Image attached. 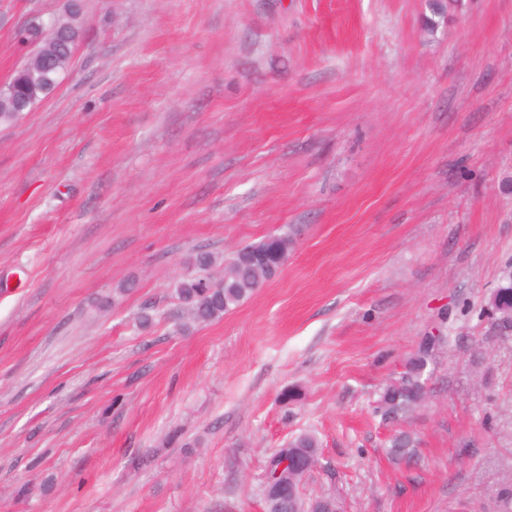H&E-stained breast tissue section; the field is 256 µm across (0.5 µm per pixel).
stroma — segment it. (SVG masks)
<instances>
[{
    "label": "stroma",
    "instance_id": "1",
    "mask_svg": "<svg viewBox=\"0 0 512 512\" xmlns=\"http://www.w3.org/2000/svg\"><path fill=\"white\" fill-rule=\"evenodd\" d=\"M67 2L0 0V83L15 29ZM81 9L59 87L0 125V512H263L266 459L303 430V496L501 512L512 332L486 302L512 267V0ZM289 228L253 297L176 331L191 254ZM431 335L424 402L383 420Z\"/></svg>",
    "mask_w": 512,
    "mask_h": 512
}]
</instances>
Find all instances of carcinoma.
Instances as JSON below:
<instances>
[{
  "label": "carcinoma",
  "instance_id": "carcinoma-1",
  "mask_svg": "<svg viewBox=\"0 0 512 512\" xmlns=\"http://www.w3.org/2000/svg\"><path fill=\"white\" fill-rule=\"evenodd\" d=\"M81 8L77 0H70L66 11L56 17L58 35L47 46L49 60L43 72L25 64L17 67L9 80L0 85V124H12L19 119L9 101L12 92L24 87L30 107H35L51 95L59 86L63 74L69 69L74 49L83 36L80 19ZM294 232L272 235L257 244L243 246L224 260V273L213 275L219 265L218 257L209 251H199L189 258L187 271L172 285V295L185 310V316L177 324V330L186 332L194 325L206 324L224 317L227 312L247 302L264 281L273 277L288 258ZM267 257L264 274L256 272L252 256ZM492 317L512 326V271L503 275L501 282L488 303ZM438 347L424 344L418 347L406 364V371L395 381L382 388L377 409L383 416L391 412L406 414L423 401L425 384L424 369ZM320 442L313 432H302L288 444L273 453L267 463L264 501L265 512H327L324 497L306 498L301 495L289 499L288 494L273 497L269 489L280 481L301 484L305 474L293 475L280 467L293 456H304L319 461Z\"/></svg>",
  "mask_w": 512,
  "mask_h": 512
}]
</instances>
